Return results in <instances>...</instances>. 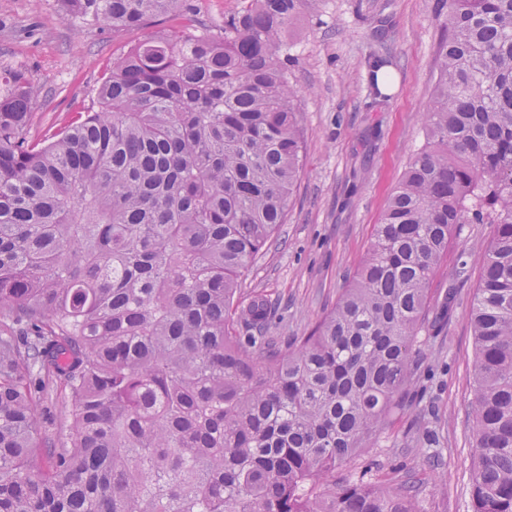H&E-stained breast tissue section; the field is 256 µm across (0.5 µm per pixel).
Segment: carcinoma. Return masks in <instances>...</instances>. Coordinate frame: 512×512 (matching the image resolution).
<instances>
[{"label": "carcinoma", "instance_id": "1", "mask_svg": "<svg viewBox=\"0 0 512 512\" xmlns=\"http://www.w3.org/2000/svg\"><path fill=\"white\" fill-rule=\"evenodd\" d=\"M67 21L180 25L113 59L95 107L31 132L0 72V512H424L416 486H316L407 407L458 224H493L471 309L473 512H512V0H441L413 154L334 308L267 335L240 280L302 172L285 34L316 0H57ZM63 399L67 431L37 407ZM199 26L214 34L224 33V19L237 7V0H189Z\"/></svg>", "mask_w": 512, "mask_h": 512}]
</instances>
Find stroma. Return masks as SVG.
<instances>
[{
  "label": "stroma",
  "mask_w": 512,
  "mask_h": 512,
  "mask_svg": "<svg viewBox=\"0 0 512 512\" xmlns=\"http://www.w3.org/2000/svg\"><path fill=\"white\" fill-rule=\"evenodd\" d=\"M445 20L436 0H319L289 26L288 79L299 91L303 170L284 224L241 286L272 298L271 335H304L348 287L408 161L426 143L423 114L434 101ZM158 29L153 23L115 33L61 21L56 0H0V71L19 69L30 78L33 128L41 132L87 110L113 58ZM375 56L392 89L371 111L368 62ZM493 232L490 224L459 225L432 277L433 305L449 310L442 329L421 334L416 344L424 402L409 403L369 447L337 465L320 492L363 473L391 490L416 473L427 512H472L470 307L476 258Z\"/></svg>",
  "instance_id": "stroma-1"
}]
</instances>
